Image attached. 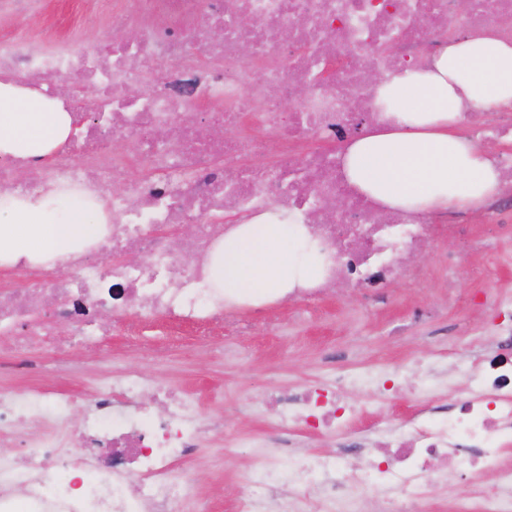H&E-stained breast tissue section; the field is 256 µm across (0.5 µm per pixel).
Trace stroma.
Segmentation results:
<instances>
[{"label": "stroma", "mask_w": 512, "mask_h": 512, "mask_svg": "<svg viewBox=\"0 0 512 512\" xmlns=\"http://www.w3.org/2000/svg\"><path fill=\"white\" fill-rule=\"evenodd\" d=\"M28 28L35 38L46 34H79L105 38L109 27L87 0H44ZM479 209L454 208L435 219L442 224L472 226V234L441 240L424 248L420 263L424 283L412 288L395 283L385 299L375 293H327L311 303H276L266 309L267 323L256 322L249 310L237 313L246 325L243 335L205 323H173L165 319L143 327L137 335L113 331L96 352L76 349L46 362L42 372L26 378L0 380V386L79 393L70 422L78 424L85 398L100 367L121 373L138 368L162 385H178L194 396L201 419L226 421L240 434L262 428L259 405L267 392L283 385L321 383L350 363L385 360L407 364L408 388L390 401L371 407L358 419L360 428L385 420H402L424 401L465 397L468 384L458 380L444 388L427 375V358L447 357L449 366L479 372L497 331L512 325V236L479 220ZM240 355H229V346ZM224 434L203 438L192 464L198 488L217 506L234 500L239 470L256 464L247 445L224 454ZM491 475L465 470L447 482L430 484L427 495L437 507L473 497L490 486Z\"/></svg>", "instance_id": "1"}]
</instances>
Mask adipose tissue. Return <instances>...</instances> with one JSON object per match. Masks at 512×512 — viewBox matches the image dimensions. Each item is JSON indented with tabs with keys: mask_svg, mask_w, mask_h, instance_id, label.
<instances>
[{
	"mask_svg": "<svg viewBox=\"0 0 512 512\" xmlns=\"http://www.w3.org/2000/svg\"><path fill=\"white\" fill-rule=\"evenodd\" d=\"M412 101L390 112L391 125L353 140L344 153L349 182L385 210L435 213L477 206L500 184L483 150L453 127L463 105L512 100V43L462 35L419 69L373 86L375 106L397 88ZM71 118L36 92L0 84V156L51 158L71 134ZM53 189L20 198L0 191V265L20 259L53 269L97 239L102 210L62 209ZM323 255L300 214L276 208L225 234L213 252L210 282L225 303L270 301L323 279Z\"/></svg>",
	"mask_w": 512,
	"mask_h": 512,
	"instance_id": "obj_1",
	"label": "adipose tissue"
}]
</instances>
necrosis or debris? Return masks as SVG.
<instances>
[{
    "label": "necrosis or debris",
    "instance_id": "obj_1",
    "mask_svg": "<svg viewBox=\"0 0 512 512\" xmlns=\"http://www.w3.org/2000/svg\"><path fill=\"white\" fill-rule=\"evenodd\" d=\"M19 0H0L14 21L0 37V81L54 98V79L82 75L98 112L74 111L82 128L53 163L23 156L0 162V188L25 196L54 185L101 203L108 221L100 242L55 269L19 261L29 282L0 285V370L34 369V344L58 350L80 340L99 346L111 328L136 330L158 318L198 319L231 327L233 315L208 284L215 244L230 230L224 210L248 220L277 205L310 216L328 249L322 282L288 297L311 302L328 290L383 291L400 279L420 281L407 254L438 238L461 236V224L428 215L380 212L351 186L343 144L356 125L386 123L371 102L364 74L389 80L447 47L440 36L455 21L454 0H95L111 14L109 41H34ZM253 26H242L243 17ZM472 33L512 40V0H469ZM250 44L249 56L237 48ZM339 65L328 82L321 63ZM176 124L178 143L156 137ZM460 129L474 139H512V104L468 107ZM134 144V153L113 141ZM264 163H255L257 155ZM156 181L130 178L135 163ZM504 184L487 203L485 223L512 225V155L493 159ZM344 209H335L337 199ZM190 224V237L167 226ZM137 251L142 265L123 260ZM69 325V337L59 328ZM380 369H348L323 388H284L264 410L268 431L254 439L263 464L242 478L241 495L226 512H425L423 490L462 465L491 474L477 512H512V354L487 359L469 379V396L439 418L423 405L401 426L383 425L366 439L352 428L359 416L345 406L351 387L379 400ZM152 392L155 409L140 398ZM82 422L70 437L32 431L45 409L68 423L74 397L39 387L0 388V436L24 435L23 452L0 457V512H215L198 496L190 465L207 429L194 400L159 388L138 369L102 370ZM344 435L357 451L335 448L298 455L304 436ZM288 469V492L276 494L274 475Z\"/></svg>",
    "mask_w": 512,
    "mask_h": 512
}]
</instances>
